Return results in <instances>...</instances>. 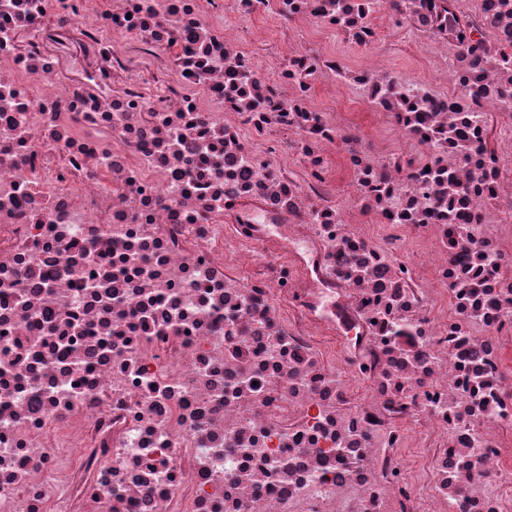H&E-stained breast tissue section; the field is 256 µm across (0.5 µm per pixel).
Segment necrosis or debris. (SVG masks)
Segmentation results:
<instances>
[{
    "mask_svg": "<svg viewBox=\"0 0 512 512\" xmlns=\"http://www.w3.org/2000/svg\"><path fill=\"white\" fill-rule=\"evenodd\" d=\"M0 512H512V0H0Z\"/></svg>",
    "mask_w": 512,
    "mask_h": 512,
    "instance_id": "1",
    "label": "necrosis or debris"
}]
</instances>
